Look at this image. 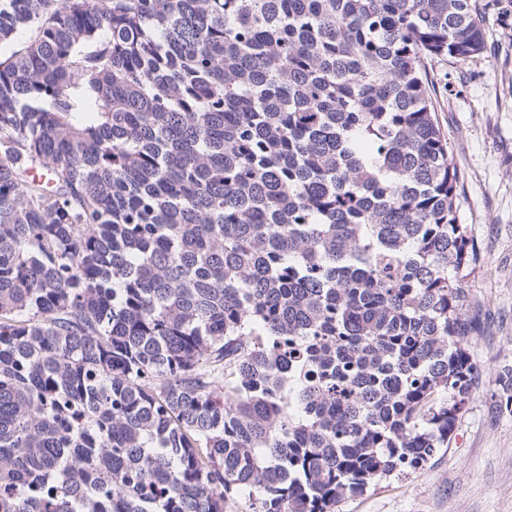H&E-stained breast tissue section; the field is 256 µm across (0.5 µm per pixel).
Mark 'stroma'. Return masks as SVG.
<instances>
[{"label":"stroma","instance_id":"obj_1","mask_svg":"<svg viewBox=\"0 0 512 512\" xmlns=\"http://www.w3.org/2000/svg\"><path fill=\"white\" fill-rule=\"evenodd\" d=\"M488 43L476 63H426L463 176L460 221L476 247L464 286L479 323L470 350L480 383L446 451L343 499L336 512H512V413L495 408L493 375L512 364V30L491 24Z\"/></svg>","mask_w":512,"mask_h":512}]
</instances>
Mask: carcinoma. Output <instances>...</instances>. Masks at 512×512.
<instances>
[{
	"label": "carcinoma",
	"instance_id": "cac0c4a2",
	"mask_svg": "<svg viewBox=\"0 0 512 512\" xmlns=\"http://www.w3.org/2000/svg\"><path fill=\"white\" fill-rule=\"evenodd\" d=\"M53 2L0 0V512H335L449 447L475 253L426 60L512 0Z\"/></svg>",
	"mask_w": 512,
	"mask_h": 512
}]
</instances>
